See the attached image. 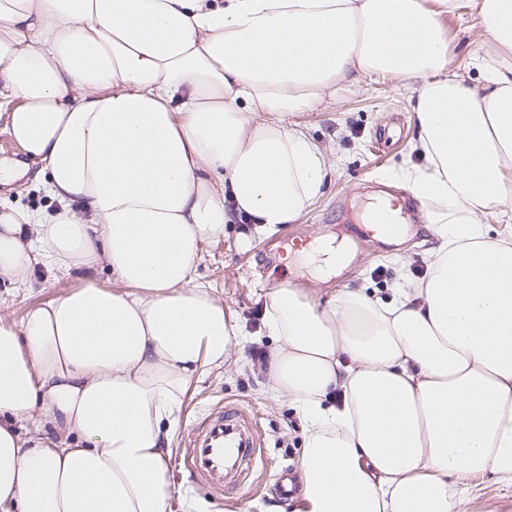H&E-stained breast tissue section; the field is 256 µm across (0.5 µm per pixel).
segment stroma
<instances>
[{"label":"stroma","mask_w":512,"mask_h":512,"mask_svg":"<svg viewBox=\"0 0 512 512\" xmlns=\"http://www.w3.org/2000/svg\"><path fill=\"white\" fill-rule=\"evenodd\" d=\"M448 31V69L461 71L468 56L478 51L479 18L469 8L444 21ZM412 88L388 78L364 81L340 91L337 100L314 112L289 115L288 123L326 147L327 183L324 193L294 223L252 236L239 245L240 225L228 228L223 242L208 247L196 268L199 279L209 282L224 299V307L248 334H262L259 345H246L245 358L255 351H270L275 342L263 333L264 293L279 284H308L312 264L298 250L314 237L332 232L352 239L368 237L363 251L351 252L349 264L325 282V291L361 290L384 295L396 273L390 262L402 254L412 261L414 274L426 266L425 240L420 211L407 212L408 234L398 243H382L369 236L356 215L373 193L384 191L397 201L410 193L395 177L407 164L417 162L414 145L418 127L410 110ZM52 211V201L41 182L27 180L0 187V207ZM83 273H56L37 267L28 286L0 279V316L21 319L32 305L48 302L62 289L80 286ZM260 372L222 367L193 384L172 442L170 479L173 496L168 512H291L292 498L278 494L275 483L281 471L297 473L303 427L291 407L268 394ZM217 406L243 412L248 428L256 430L253 448L241 473L225 480L223 494L193 479L184 467L185 444L210 410Z\"/></svg>","instance_id":"35a3bbf8"}]
</instances>
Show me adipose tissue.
<instances>
[{
    "label": "adipose tissue",
    "mask_w": 512,
    "mask_h": 512,
    "mask_svg": "<svg viewBox=\"0 0 512 512\" xmlns=\"http://www.w3.org/2000/svg\"><path fill=\"white\" fill-rule=\"evenodd\" d=\"M467 4L478 82L448 71ZM373 77L414 87L426 164L398 181L434 244L388 300L265 294L261 372L304 427L292 510L467 512L512 486V231L484 222H512V0H0V101L40 163L0 184L58 203L0 210V276L86 274L0 318V512H167L185 399L241 357L197 263L319 197L326 150L288 116Z\"/></svg>",
    "instance_id": "1"
}]
</instances>
